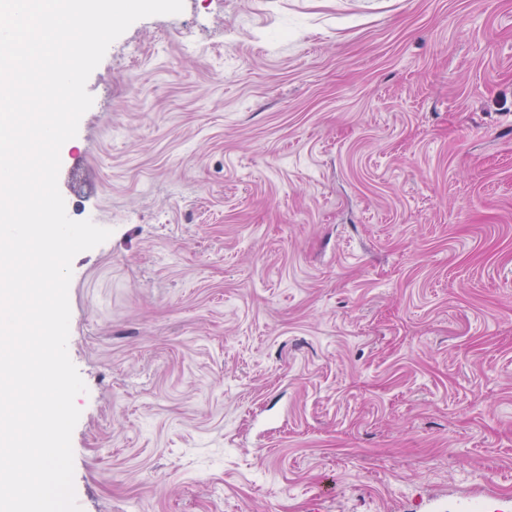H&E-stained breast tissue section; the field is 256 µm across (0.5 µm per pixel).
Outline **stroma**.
Masks as SVG:
<instances>
[{
	"mask_svg": "<svg viewBox=\"0 0 512 512\" xmlns=\"http://www.w3.org/2000/svg\"><path fill=\"white\" fill-rule=\"evenodd\" d=\"M87 89L81 512H512V0H184Z\"/></svg>",
	"mask_w": 512,
	"mask_h": 512,
	"instance_id": "stroma-1",
	"label": "stroma"
}]
</instances>
